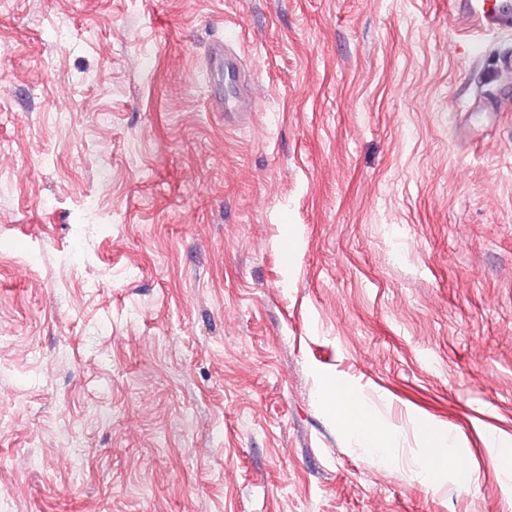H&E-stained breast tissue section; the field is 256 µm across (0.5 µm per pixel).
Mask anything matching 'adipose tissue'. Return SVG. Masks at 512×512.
<instances>
[{
  "label": "adipose tissue",
  "instance_id": "1",
  "mask_svg": "<svg viewBox=\"0 0 512 512\" xmlns=\"http://www.w3.org/2000/svg\"><path fill=\"white\" fill-rule=\"evenodd\" d=\"M322 396L336 416L361 437L366 446L387 449L391 439L384 435L360 395L345 386L330 383L324 388ZM420 435L424 445L425 473L433 482H441L448 473L460 471L462 462L451 452L445 438L436 436L426 425L421 426Z\"/></svg>",
  "mask_w": 512,
  "mask_h": 512
}]
</instances>
